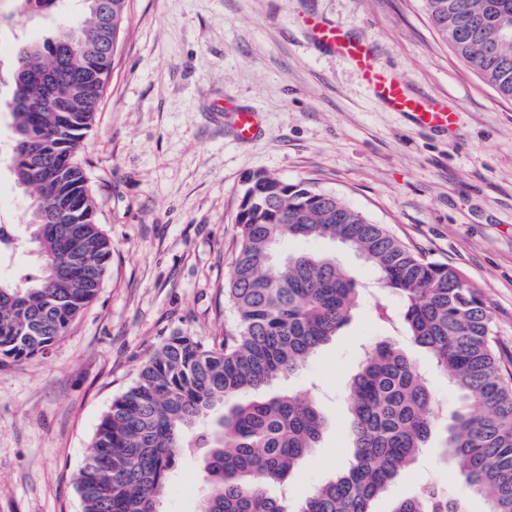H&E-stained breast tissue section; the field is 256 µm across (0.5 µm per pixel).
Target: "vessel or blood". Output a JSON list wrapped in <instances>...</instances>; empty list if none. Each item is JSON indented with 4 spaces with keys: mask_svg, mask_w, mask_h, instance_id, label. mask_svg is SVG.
I'll use <instances>...</instances> for the list:
<instances>
[{
    "mask_svg": "<svg viewBox=\"0 0 512 512\" xmlns=\"http://www.w3.org/2000/svg\"><path fill=\"white\" fill-rule=\"evenodd\" d=\"M307 25L314 39L327 50L349 58L360 71L374 94L389 107L410 113L422 125L446 127L452 124L453 112L439 103L417 98L408 93L396 77L381 72L371 63V50L363 42L351 39L335 24L312 15ZM233 128L239 140L254 138L259 128V114L253 110L233 113Z\"/></svg>",
    "mask_w": 512,
    "mask_h": 512,
    "instance_id": "obj_1",
    "label": "vessel or blood"
}]
</instances>
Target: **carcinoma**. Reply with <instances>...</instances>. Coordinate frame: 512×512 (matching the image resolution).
Instances as JSON below:
<instances>
[{"mask_svg":"<svg viewBox=\"0 0 512 512\" xmlns=\"http://www.w3.org/2000/svg\"><path fill=\"white\" fill-rule=\"evenodd\" d=\"M0 25L26 27L51 18L44 38L16 39L11 55L10 169L27 200V242L40 273L17 280L0 275V358L45 355L97 295L112 244L96 220L81 144L105 88L91 73L109 75L103 45L119 36L107 16L125 19L127 0H81L79 17L64 0H5ZM434 28L483 80L512 99V0H424ZM36 143L57 177L31 187L20 159ZM82 206L78 224L44 221L57 202ZM240 242L227 293L235 328L217 347L187 335L169 337L144 360L136 381L102 417L75 483L84 512H159L160 497L185 448H205L209 490L198 512H372L401 470L441 435L464 484L488 503L486 512H512V373L502 369L493 321L478 288L449 265L413 252L385 224L309 181L289 183L264 171L246 178L236 217ZM345 244L376 271L377 320L403 325L425 349L456 398L451 422L428 380L400 347L381 341L368 350L348 388L353 454L347 467L295 508L284 492L294 466L318 443L327 420L315 401L266 396L224 410L238 394L258 390L305 368L352 319L361 288L336 258L296 252L275 263L285 238ZM19 246L0 226V259ZM82 266L66 269L72 247ZM393 512H465L436 481L396 502Z\"/></svg>","mask_w":512,"mask_h":512,"instance_id":"cac0c4a2","label":"carcinoma"}]
</instances>
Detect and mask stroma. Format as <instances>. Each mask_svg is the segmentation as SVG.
Segmentation results:
<instances>
[{"mask_svg": "<svg viewBox=\"0 0 512 512\" xmlns=\"http://www.w3.org/2000/svg\"><path fill=\"white\" fill-rule=\"evenodd\" d=\"M316 13L370 42L374 65L411 94L444 102L451 128L417 124L381 105L350 60L319 48ZM257 109L256 137L237 141L229 108ZM0 123V224L24 234ZM97 218L112 243L103 284L48 354L0 359V512H82L75 479L115 397L169 336L221 342L235 313L224 294L237 252L244 179L263 170L308 180L366 213L415 252L458 268L490 308L497 348L512 362V100L444 41L422 0H129L112 74L80 150ZM334 253L363 302L308 369L274 382L313 398L327 419L317 448L288 479L293 501L348 463L347 383L365 350L394 339L453 396L402 329L375 321L376 274L327 240H284L279 255ZM432 439L373 503H395L434 479L467 512L485 501L457 478ZM201 450L178 458L161 512H197L207 491Z\"/></svg>", "mask_w": 512, "mask_h": 512, "instance_id": "1", "label": "stroma"}]
</instances>
